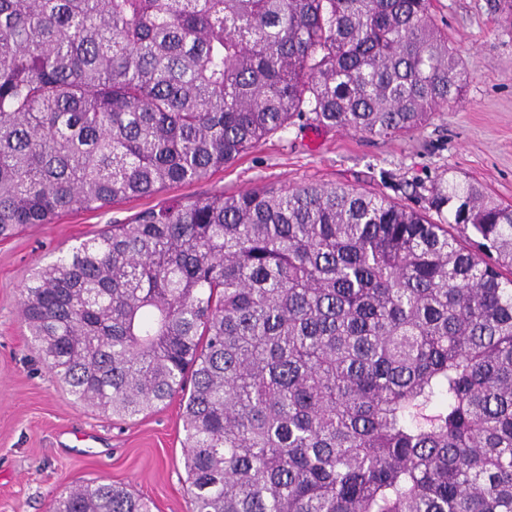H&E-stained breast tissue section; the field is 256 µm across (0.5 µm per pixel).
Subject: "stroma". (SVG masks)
I'll use <instances>...</instances> for the list:
<instances>
[{"label": "stroma", "mask_w": 512, "mask_h": 512, "mask_svg": "<svg viewBox=\"0 0 512 512\" xmlns=\"http://www.w3.org/2000/svg\"><path fill=\"white\" fill-rule=\"evenodd\" d=\"M466 70L459 103L422 128L370 137L292 126L232 165L98 211L65 212L0 242V512H48L72 482L122 484L154 512H192L179 398L123 419L76 403L30 346L20 292L34 270L133 214L262 186L345 185L416 205L441 179L512 203V19L498 0H433Z\"/></svg>", "instance_id": "obj_1"}]
</instances>
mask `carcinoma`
I'll list each match as a JSON object with an SVG mask.
<instances>
[{
    "instance_id": "carcinoma-1",
    "label": "carcinoma",
    "mask_w": 512,
    "mask_h": 512,
    "mask_svg": "<svg viewBox=\"0 0 512 512\" xmlns=\"http://www.w3.org/2000/svg\"><path fill=\"white\" fill-rule=\"evenodd\" d=\"M431 0H0V240L197 181L296 121L462 96ZM308 184L139 212L21 311L76 401L180 394L193 512H512V204ZM478 238L471 248L448 223ZM86 482L50 512H152Z\"/></svg>"
}]
</instances>
